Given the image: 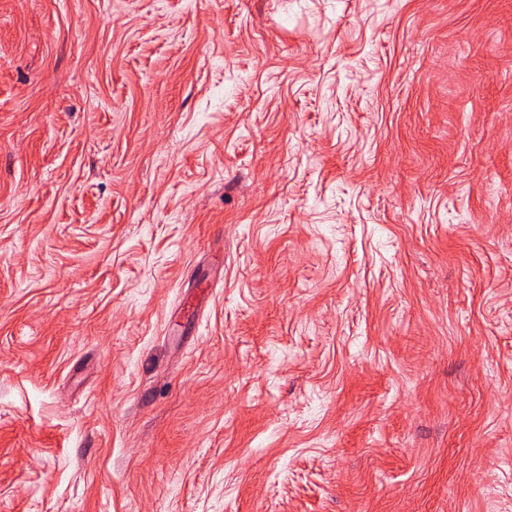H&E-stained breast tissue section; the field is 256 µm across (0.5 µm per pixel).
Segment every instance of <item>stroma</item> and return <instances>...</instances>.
I'll use <instances>...</instances> for the list:
<instances>
[{
  "label": "stroma",
  "mask_w": 512,
  "mask_h": 512,
  "mask_svg": "<svg viewBox=\"0 0 512 512\" xmlns=\"http://www.w3.org/2000/svg\"><path fill=\"white\" fill-rule=\"evenodd\" d=\"M0 512H512V0H0Z\"/></svg>",
  "instance_id": "stroma-1"
}]
</instances>
